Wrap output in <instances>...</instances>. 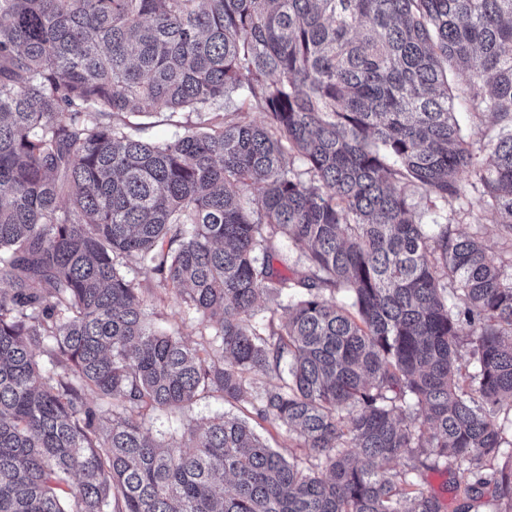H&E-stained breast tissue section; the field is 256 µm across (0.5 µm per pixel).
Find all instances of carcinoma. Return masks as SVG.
<instances>
[{"instance_id": "carcinoma-1", "label": "carcinoma", "mask_w": 512, "mask_h": 512, "mask_svg": "<svg viewBox=\"0 0 512 512\" xmlns=\"http://www.w3.org/2000/svg\"><path fill=\"white\" fill-rule=\"evenodd\" d=\"M456 98L496 122L478 149ZM161 112L196 121H127ZM465 182L512 241V0H0V512H443L428 460L462 469L458 512L489 487L512 512V253L425 231L402 191ZM133 265L211 338L151 328ZM206 397L308 459L226 413L188 450L150 437ZM169 113H160L153 116H131L129 119L135 123H141L143 130L141 135L145 138L162 141L170 138L175 132H182L183 125L188 121H194V115L187 112L169 116ZM250 423L255 431L265 439L269 445L278 448L287 459L292 456L304 457L308 454V449L297 448V441L294 438H289L287 433L279 429L269 420H263L255 414H250Z\"/></svg>"}]
</instances>
